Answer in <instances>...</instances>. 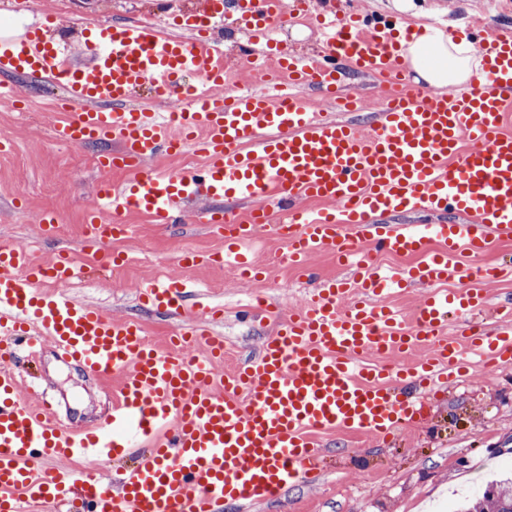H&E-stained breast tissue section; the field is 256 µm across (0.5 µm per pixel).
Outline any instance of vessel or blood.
Listing matches in <instances>:
<instances>
[{
  "instance_id": "obj_1",
  "label": "vessel or blood",
  "mask_w": 512,
  "mask_h": 512,
  "mask_svg": "<svg viewBox=\"0 0 512 512\" xmlns=\"http://www.w3.org/2000/svg\"><path fill=\"white\" fill-rule=\"evenodd\" d=\"M232 4L250 42L239 64L263 84L287 81L279 101L262 91L214 95L224 84L216 36ZM286 7V0H202L174 16L191 33L188 41L148 22L92 23L83 63L56 39L53 14L18 35L0 31L1 71L65 89L55 141L119 147L98 159L104 177L100 204L86 213L88 248L128 236L121 220L128 209L158 224L190 216L223 226L225 258L258 281L261 269L240 246L279 212L288 217L281 230L290 262L301 266L329 250L349 272L322 281L263 337L256 356L226 372L228 344L208 330L219 309L190 296L181 278L136 289L159 313L190 306L199 319L158 349L134 321L66 292L78 274L69 252L42 262L28 249L1 246L0 512L47 501L66 512H245L321 471L317 433L388 437L426 420L439 388L466 374L472 358L512 364V300L489 306L483 289L511 275L512 265L480 262L493 234L512 236V133L502 129L512 104V27L477 41L480 80L432 94L406 80L398 40L412 38L413 28L319 13L311 18L319 56L302 62L270 38ZM351 73L380 82L370 127L301 103L297 90L309 87L325 92L337 111H359V99L342 90ZM188 76L196 80L193 102L176 122L134 100L147 86L159 102H175ZM189 149L204 156L201 170L149 167L161 153ZM115 169L128 171L124 184L109 181ZM227 198L249 202L247 220L219 209ZM310 201L327 211L311 212ZM377 213L451 214L455 221L416 230L371 223ZM364 240L415 262L379 273L360 247ZM47 280L56 293L40 291ZM451 281L457 289H448ZM415 285L427 293L411 326L390 293ZM453 318L460 327L452 333ZM46 341L97 377L119 375L120 395L101 423L65 430L52 405L24 396L19 356ZM128 428L145 448L115 480L37 475L30 467L37 458L85 454L111 463L132 453Z\"/></svg>"
}]
</instances>
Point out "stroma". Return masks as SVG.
Segmentation results:
<instances>
[{
    "instance_id": "stroma-1",
    "label": "stroma",
    "mask_w": 512,
    "mask_h": 512,
    "mask_svg": "<svg viewBox=\"0 0 512 512\" xmlns=\"http://www.w3.org/2000/svg\"><path fill=\"white\" fill-rule=\"evenodd\" d=\"M168 2L27 0L15 14L0 0V17L11 16V25L17 28L55 11L61 27L75 32L94 21L151 18L165 25ZM347 2L371 19L396 18L418 26L441 18L463 20L474 7L473 0H412L414 7L408 11L398 10L396 0ZM1 83L15 85L27 101L20 110L0 109V139L13 144L11 152L0 153V245L30 247L42 261L58 250L69 251L83 271L71 294L109 315L135 320L152 343L163 345L186 322L182 316L155 313L138 299L136 283L157 282L159 270L183 278L223 307L222 320L211 328L230 344L224 359L228 368L252 356L277 317L296 310L316 280L343 276L335 256L325 252L310 260L315 279L303 277L290 266L285 241L264 228L247 244L268 269L267 280L256 284L217 263L224 239L208 225L157 224L128 211L122 219L132 225L133 234L117 246L125 262L108 267L106 258L84 246L85 214L98 202L97 169L86 159L99 154V146L53 141L52 125L60 115L44 111L43 105L58 99V85L0 71ZM21 207L34 214L53 211L66 224V233L42 236L36 225L18 222ZM185 250L201 255L202 263L181 266L179 256ZM259 296L266 297L269 311L255 321H239L237 310ZM20 370L31 396L54 404L63 428L92 424L110 405L107 392L115 387L113 379L91 377L60 359L51 345L25 357ZM320 441L327 452L320 476L285 488L278 498L251 506L249 512H455L461 496L473 494L476 485L512 471V367L477 364L462 387H448L434 398L426 421L410 424L388 440L335 430L321 434Z\"/></svg>"
}]
</instances>
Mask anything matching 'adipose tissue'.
Here are the masks:
<instances>
[{
  "instance_id": "1",
  "label": "adipose tissue",
  "mask_w": 512,
  "mask_h": 512,
  "mask_svg": "<svg viewBox=\"0 0 512 512\" xmlns=\"http://www.w3.org/2000/svg\"><path fill=\"white\" fill-rule=\"evenodd\" d=\"M401 55L415 83L434 88L469 83L480 79L483 58L467 42H453L432 28L416 40L402 42Z\"/></svg>"
}]
</instances>
